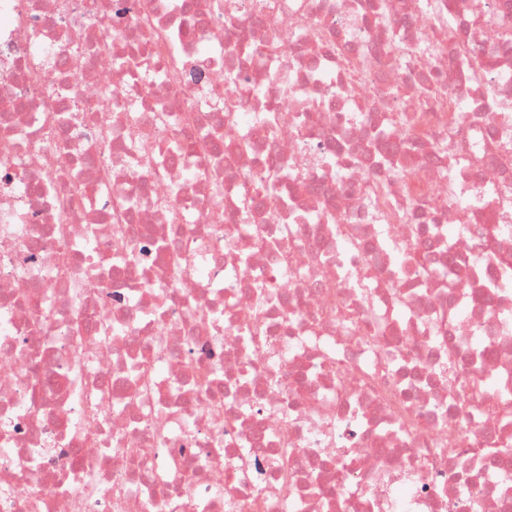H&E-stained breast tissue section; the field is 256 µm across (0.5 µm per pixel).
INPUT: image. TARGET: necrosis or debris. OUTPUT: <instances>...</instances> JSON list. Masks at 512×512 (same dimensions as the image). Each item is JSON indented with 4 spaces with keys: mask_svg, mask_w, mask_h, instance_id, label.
Returning <instances> with one entry per match:
<instances>
[{
    "mask_svg": "<svg viewBox=\"0 0 512 512\" xmlns=\"http://www.w3.org/2000/svg\"><path fill=\"white\" fill-rule=\"evenodd\" d=\"M384 3L0 0V512H512V0Z\"/></svg>",
    "mask_w": 512,
    "mask_h": 512,
    "instance_id": "necrosis-or-debris-1",
    "label": "necrosis or debris"
}]
</instances>
